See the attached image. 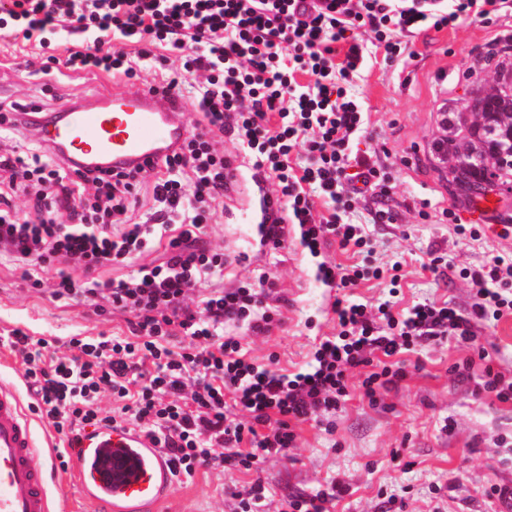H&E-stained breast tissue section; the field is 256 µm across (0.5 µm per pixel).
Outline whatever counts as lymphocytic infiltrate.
Returning a JSON list of instances; mask_svg holds the SVG:
<instances>
[{"mask_svg": "<svg viewBox=\"0 0 512 512\" xmlns=\"http://www.w3.org/2000/svg\"><path fill=\"white\" fill-rule=\"evenodd\" d=\"M512 18V0H9L0 32L45 50L64 36L61 64L75 77L92 74L142 82L190 97L197 129L161 163L134 171L68 176L57 155L27 142L18 119L26 106L0 99V255L54 269L53 295L78 299L94 313L128 312L125 336H73L68 355L23 331L7 343L21 357L34 409L57 434L76 441L99 424L138 429L162 448L175 475L202 468L251 469L286 454L298 424L321 421L347 394V373L365 370L367 396L402 377L397 354L429 341L476 336L473 319L512 314L499 291L512 264L470 273L472 318L448 306L418 304L395 317L388 305L369 310L334 300L338 336L320 341L308 371L287 374L247 358L225 326L270 334L282 319L268 300L266 272L233 288L220 286L231 254L208 247L229 197L230 168L249 163L264 192L259 246L279 249L291 237L319 263L323 285L349 288L381 269L320 260L325 240L361 252L360 229L345 213L371 206L373 221L393 224L390 165L352 157L365 124L349 86L370 48L395 61L408 36L454 28L472 18ZM153 205L133 221L140 193ZM24 195L33 213L14 200ZM326 211L318 213L315 199ZM160 249V258L142 256ZM136 266L135 275L111 272ZM205 286L197 305L189 292ZM112 410H103L102 397Z\"/></svg>", "mask_w": 512, "mask_h": 512, "instance_id": "f902f5d3", "label": "lymphocytic infiltrate"}]
</instances>
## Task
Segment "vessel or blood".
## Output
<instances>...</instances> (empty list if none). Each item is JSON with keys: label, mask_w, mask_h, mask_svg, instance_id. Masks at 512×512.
<instances>
[{"label": "vessel or blood", "mask_w": 512, "mask_h": 512, "mask_svg": "<svg viewBox=\"0 0 512 512\" xmlns=\"http://www.w3.org/2000/svg\"><path fill=\"white\" fill-rule=\"evenodd\" d=\"M187 110L174 96L116 90L39 119L31 130L65 164L128 171L160 161L184 139ZM40 455L19 391L0 384V512H56ZM73 464L81 496L99 512H157L175 484L163 451L127 427L85 432Z\"/></svg>", "instance_id": "1"}]
</instances>
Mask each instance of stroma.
I'll return each instance as SVG.
<instances>
[{"mask_svg":"<svg viewBox=\"0 0 512 512\" xmlns=\"http://www.w3.org/2000/svg\"><path fill=\"white\" fill-rule=\"evenodd\" d=\"M413 52L390 63L383 51L354 77L351 92L364 107L366 131L353 144L358 155L390 163L399 220L376 224L365 209L345 214L361 225L372 246L370 261L388 273L354 288H328L316 281V260L300 242L260 252L259 209L245 197L224 203L222 223L207 227L210 247L240 255L224 269L225 287L270 272L288 303L283 329L268 336L240 333L256 362L276 356L287 372L303 370L320 338L333 334L334 298L396 309L418 303L448 304L470 316L475 299L462 275L495 258L512 263V192L494 194L496 207L485 211L448 184L434 145L448 135V115L466 111L472 97L488 92L501 62L512 64V21L471 18L440 32L408 38ZM25 47L0 34V97L22 103H51L57 93L103 98L112 80H69L44 73L41 60L26 64ZM454 208L462 223L480 225L478 239L456 235L441 210ZM443 256L445 276L428 270L431 255ZM32 336L126 335L128 315L106 309L94 314L76 299H58L49 287L32 288L22 267L0 259V336L13 330ZM477 338L455 337L424 343L401 354L403 378L375 397L364 393V372L352 370L349 394L330 415L328 425L300 424L286 456L271 457L246 473L199 470L175 482L170 512H237L225 487L261 484V512H278L290 495H309L336 481L346 492L334 512H490L491 486L512 485V402L502 403L484 390L487 371L512 379V315L475 322Z\"/></svg>","mask_w":512,"mask_h":512,"instance_id":"stroma-1","label":"stroma"}]
</instances>
